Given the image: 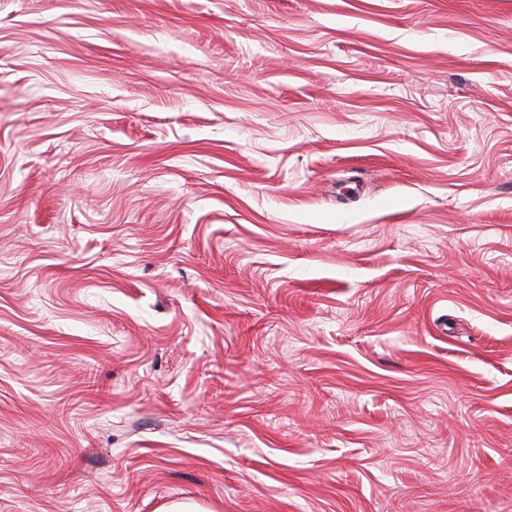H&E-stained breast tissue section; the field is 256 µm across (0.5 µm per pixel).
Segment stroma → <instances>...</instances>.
Here are the masks:
<instances>
[{"label": "stroma", "instance_id": "1", "mask_svg": "<svg viewBox=\"0 0 512 512\" xmlns=\"http://www.w3.org/2000/svg\"><path fill=\"white\" fill-rule=\"evenodd\" d=\"M512 512V0H0V512Z\"/></svg>", "mask_w": 512, "mask_h": 512}]
</instances>
